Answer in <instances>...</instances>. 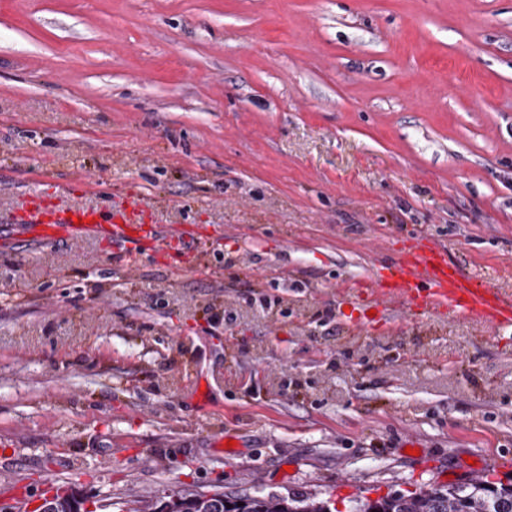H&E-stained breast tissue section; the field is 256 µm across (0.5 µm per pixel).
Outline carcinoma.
I'll use <instances>...</instances> for the list:
<instances>
[{
  "label": "carcinoma",
  "mask_w": 512,
  "mask_h": 512,
  "mask_svg": "<svg viewBox=\"0 0 512 512\" xmlns=\"http://www.w3.org/2000/svg\"><path fill=\"white\" fill-rule=\"evenodd\" d=\"M232 507L225 506V502ZM169 512H338L328 500L262 496L189 499L178 495L168 501ZM346 512H512V486L482 478L465 483L422 488L417 492L390 493L377 500L353 498Z\"/></svg>",
  "instance_id": "1"
}]
</instances>
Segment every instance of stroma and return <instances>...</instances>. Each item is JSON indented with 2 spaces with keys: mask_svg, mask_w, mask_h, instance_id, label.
<instances>
[{
  "mask_svg": "<svg viewBox=\"0 0 512 512\" xmlns=\"http://www.w3.org/2000/svg\"><path fill=\"white\" fill-rule=\"evenodd\" d=\"M0 512L512 484V329L392 305L419 242L512 294V0H0ZM72 214V218H69ZM140 199L129 200L122 211L104 213L96 208H57L45 205L38 199L29 201L24 224H31L32 235L26 241L44 246L76 241L86 236L106 237L121 245L136 244L141 237H150L166 246L174 242H190L197 233L187 227L164 230L144 221ZM77 218L83 224H74ZM39 227V228H37Z\"/></svg>",
  "mask_w": 512,
  "mask_h": 512,
  "instance_id": "1",
  "label": "stroma"
}]
</instances>
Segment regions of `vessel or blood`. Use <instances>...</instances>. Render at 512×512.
<instances>
[{"label": "vessel or blood", "instance_id": "b4317fda", "mask_svg": "<svg viewBox=\"0 0 512 512\" xmlns=\"http://www.w3.org/2000/svg\"><path fill=\"white\" fill-rule=\"evenodd\" d=\"M26 221L32 226V242L44 246L86 236L106 237L121 245L137 243L143 237L167 245L188 242L196 236L187 227L166 230L146 223L137 198L130 199L127 207L116 213L50 207L33 199L27 206ZM369 288L381 300L398 301L411 311L448 312L493 328L512 327V296L451 269L444 250L433 243L400 255L388 265L386 276L372 279Z\"/></svg>", "mask_w": 512, "mask_h": 512}]
</instances>
